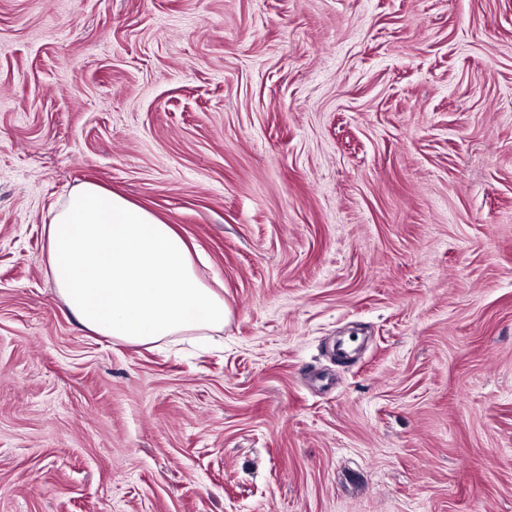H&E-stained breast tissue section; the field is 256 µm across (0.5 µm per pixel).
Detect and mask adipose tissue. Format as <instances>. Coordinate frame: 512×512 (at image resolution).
Wrapping results in <instances>:
<instances>
[{
    "instance_id": "1",
    "label": "adipose tissue",
    "mask_w": 512,
    "mask_h": 512,
    "mask_svg": "<svg viewBox=\"0 0 512 512\" xmlns=\"http://www.w3.org/2000/svg\"><path fill=\"white\" fill-rule=\"evenodd\" d=\"M56 290L79 324L126 344L223 331L229 310L173 227L104 187L82 184L43 227Z\"/></svg>"
}]
</instances>
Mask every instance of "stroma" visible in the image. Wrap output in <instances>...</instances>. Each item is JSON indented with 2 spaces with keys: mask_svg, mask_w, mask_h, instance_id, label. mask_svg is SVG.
Wrapping results in <instances>:
<instances>
[{
  "mask_svg": "<svg viewBox=\"0 0 512 512\" xmlns=\"http://www.w3.org/2000/svg\"><path fill=\"white\" fill-rule=\"evenodd\" d=\"M86 182L222 332L78 323ZM0 512H512V0H0Z\"/></svg>",
  "mask_w": 512,
  "mask_h": 512,
  "instance_id": "35a3bbf8",
  "label": "stroma"
}]
</instances>
